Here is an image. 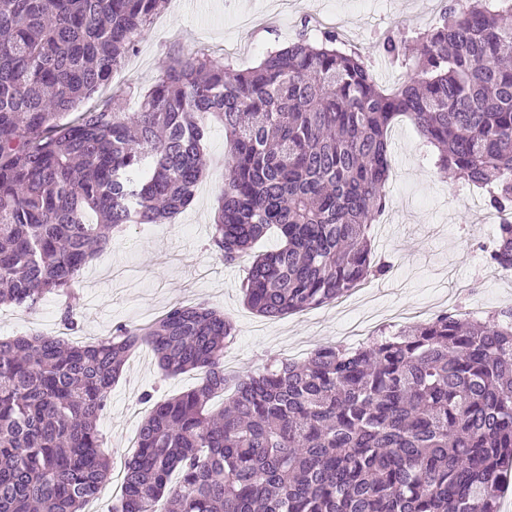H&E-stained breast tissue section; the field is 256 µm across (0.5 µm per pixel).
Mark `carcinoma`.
<instances>
[{"label": "carcinoma", "instance_id": "1", "mask_svg": "<svg viewBox=\"0 0 512 512\" xmlns=\"http://www.w3.org/2000/svg\"><path fill=\"white\" fill-rule=\"evenodd\" d=\"M158 7L0 0V304L69 295L113 232L189 205L215 121L230 150L211 244L231 265L277 231L243 288L268 319L388 273L370 229L400 117L448 177L512 211V0H470L411 39L386 36L379 53L407 69L393 89L335 35L302 36L250 71L202 50L173 56L136 109L109 101L60 122L112 79ZM491 259L512 267V223ZM234 340L230 318L181 303L81 346L37 330L0 339V512H84L111 474L98 421L141 346L166 374L202 377L143 396L152 407L114 512H499L512 484L511 305L467 322L444 311L242 376L224 373Z\"/></svg>", "mask_w": 512, "mask_h": 512}]
</instances>
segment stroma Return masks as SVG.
I'll return each mask as SVG.
<instances>
[{
  "label": "stroma",
  "instance_id": "1",
  "mask_svg": "<svg viewBox=\"0 0 512 512\" xmlns=\"http://www.w3.org/2000/svg\"><path fill=\"white\" fill-rule=\"evenodd\" d=\"M437 0H166L133 53L112 80L81 104L90 109L128 92H146L162 75L171 56L204 50L244 70L271 49L283 48L306 32L318 44L336 34L349 51L363 55L377 81L398 85L406 71L377 52V44L401 22L439 17ZM392 167L385 187L386 207L371 227L377 255L392 260L391 272L365 283L351 307L369 312L372 325L421 303L438 304L440 294L479 288L477 258L469 244L451 239L450 230L489 225L492 210L484 195H471L461 181H450L436 165L437 154L408 120L390 131ZM224 129L213 124L204 142L207 166L195 197L165 224H130L83 269L73 308L80 332L59 321L62 298L50 295L37 311L0 305V336L36 329L73 344L111 335L120 324L137 325L164 313L171 304L203 303L231 318L236 339L224 351L228 373H257L281 359L304 360L314 347L361 337L342 338V308L330 305L264 318L247 307L242 286L255 255L275 249L269 232L234 266L225 265L211 246V230L224 191ZM199 382L197 372L163 377L154 354L136 351L110 391L99 421L102 453L112 466L90 512H112L121 492L123 462L137 449V429L148 412L141 395L167 398Z\"/></svg>",
  "mask_w": 512,
  "mask_h": 512
}]
</instances>
